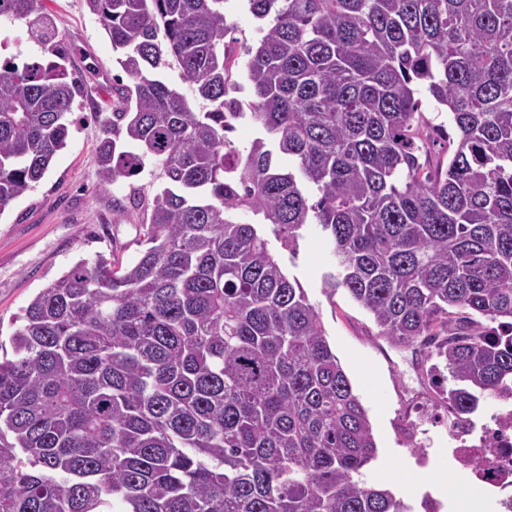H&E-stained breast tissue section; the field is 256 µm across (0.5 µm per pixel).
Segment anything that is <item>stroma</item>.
<instances>
[{
  "instance_id": "obj_1",
  "label": "stroma",
  "mask_w": 512,
  "mask_h": 512,
  "mask_svg": "<svg viewBox=\"0 0 512 512\" xmlns=\"http://www.w3.org/2000/svg\"><path fill=\"white\" fill-rule=\"evenodd\" d=\"M66 42L68 69L83 85L80 124L55 156L44 178L0 213V343L9 344L32 298L79 259L115 254L129 261L138 252L140 215L127 206L131 183L101 184L95 164L102 119L112 110V79L120 75L116 54L85 0H48ZM270 248L319 311L328 341L358 392L370 419L378 456L365 470L367 482L389 488L434 484L448 473V410L420 375L410 352L389 346L371 317L345 291L327 295L322 276L329 255L316 229L289 254L279 241ZM377 382L364 389L361 372ZM421 392L425 433L420 447L404 437L409 390Z\"/></svg>"
}]
</instances>
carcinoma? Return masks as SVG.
<instances>
[{
    "mask_svg": "<svg viewBox=\"0 0 512 512\" xmlns=\"http://www.w3.org/2000/svg\"><path fill=\"white\" fill-rule=\"evenodd\" d=\"M129 83L95 162L135 179L134 259H81L0 358V512H413L367 484V411L291 254L315 224L378 335L459 417L512 393V0H87ZM43 56L0 60V213L67 145L77 79L44 0H0ZM244 66L253 100L233 80ZM177 67L207 102L162 79ZM457 129L448 161L421 91ZM250 118L262 136L228 134ZM288 158V165L281 158ZM224 12L227 22L233 28L226 40L234 37L239 41V44H255L260 37V22L247 11L244 2L241 0H226L224 2Z\"/></svg>",
    "mask_w": 512,
    "mask_h": 512,
    "instance_id": "carcinoma-1",
    "label": "carcinoma"
}]
</instances>
